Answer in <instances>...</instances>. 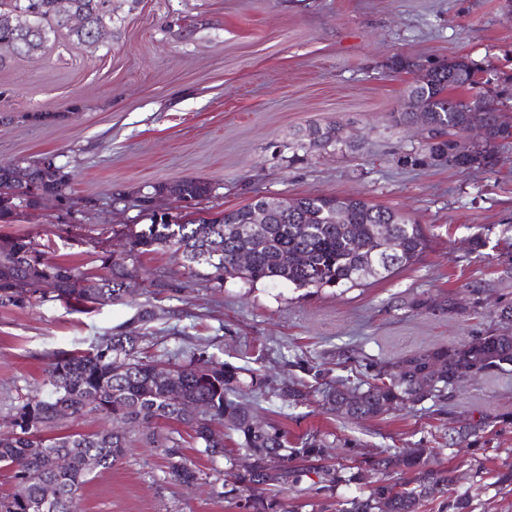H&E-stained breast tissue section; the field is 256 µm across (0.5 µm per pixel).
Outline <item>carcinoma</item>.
Wrapping results in <instances>:
<instances>
[{"label": "carcinoma", "mask_w": 512, "mask_h": 512, "mask_svg": "<svg viewBox=\"0 0 512 512\" xmlns=\"http://www.w3.org/2000/svg\"><path fill=\"white\" fill-rule=\"evenodd\" d=\"M65 11L82 15L84 26H69ZM108 15L112 0H0V65L8 56L38 52L48 34L61 28L77 42L92 45ZM478 72L477 64L465 58L450 59L429 69L428 83L415 85L411 94L417 110L392 113L393 123L406 126L421 119L428 125L430 142L419 152L401 155L402 164L434 167L451 160L466 169L496 166V149L512 142V122L503 119L494 97L480 86ZM471 129L483 131V136L466 139ZM308 137L309 142L297 143V149L306 152L342 143L344 128L330 123L310 130ZM25 169L31 185L70 205L71 173L65 166L45 157L27 163ZM169 189L184 199L199 200L211 195L214 187L186 178ZM38 204L36 197L0 198V218ZM126 242V256L115 260L112 252L102 251L97 272L90 273L48 257L33 236L0 237V307L72 300L99 306L124 302L132 297L134 278L127 259L157 249L180 255L188 276L199 275L202 268L220 285L231 278L316 290L353 288L411 264L426 239L420 225L390 208L310 195L289 202L258 200L187 224L153 214L151 223L126 234ZM242 251L251 254V263L239 269L236 259ZM507 288H512V252L499 255L496 278L468 285L466 302L450 296L439 303L420 299L414 305L463 315ZM145 341L142 333L119 330L86 350L53 355L47 371L49 393L22 398L3 420L7 433L0 434V469L13 473L16 491L0 498V512H41L47 484L57 491L50 512H82L80 490L87 478L114 467L135 442L161 449L170 480L193 487L207 477L209 483L221 485L219 495L240 501L245 512H290L284 496L311 473L317 477L312 484L315 494L326 499L343 484L368 487L340 502L337 512H419L423 502L445 495L450 512H472L469 492L448 495L457 477L446 468L430 467V449L414 448L393 456L384 449L349 448L341 461L317 469L312 462L325 454L323 439L312 436L302 447L290 448L280 430L259 426L251 406L241 401L247 390L241 369L198 349L185 354L165 375L164 361L145 351ZM504 372H512V333L490 329L389 365L372 364L365 374L355 373V382L336 379L322 396L330 409L361 420L427 399L448 400L460 382ZM186 404L201 408V415L186 414ZM89 415L122 421L125 427L58 433L63 420ZM160 419L193 432L196 452L208 458L212 472L201 473L184 456L177 431L166 435L156 431ZM222 427L238 434L236 452L242 456L240 461L228 459L226 470L218 464L225 457ZM32 448L42 453L33 455ZM61 454L70 460L64 472L54 465ZM395 468L408 475L406 482L389 481Z\"/></svg>", "instance_id": "cac0c4a2"}]
</instances>
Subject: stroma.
Segmentation results:
<instances>
[{
	"instance_id": "1",
	"label": "stroma",
	"mask_w": 512,
	"mask_h": 512,
	"mask_svg": "<svg viewBox=\"0 0 512 512\" xmlns=\"http://www.w3.org/2000/svg\"><path fill=\"white\" fill-rule=\"evenodd\" d=\"M398 57L416 69L391 71ZM456 57L476 62L488 89L512 77V0H113L96 45L61 31L43 51L12 58L0 68V163L56 156L75 173L74 206L53 201L0 221L1 237L35 235L86 266L92 248L123 242L92 245L101 225L144 223L137 193L198 178L215 188L198 206L203 216L261 196L324 194L398 210L428 244L391 277L315 293L190 278L178 255L155 250L133 262L132 301L0 307V419L21 397L47 395L54 352L89 348L120 326L146 333L151 353L204 347L284 388L335 381L340 349L386 364L498 327L493 298L469 316L412 306L466 298V284L495 277L512 246V145L500 147L491 171L398 160L421 147V133L393 127L392 113L405 108L418 68ZM333 122L347 143L294 159L298 135ZM117 194L126 204L113 203ZM478 234L487 245L470 252ZM146 301L161 313L143 326L134 317ZM247 398L293 447L317 435L335 458L348 448H430L437 465L456 471V492H471L473 512H512V485L496 482L512 468V373L360 422L329 410L318 392L297 405L260 391ZM482 417L489 424L476 442H451L450 427ZM164 470L159 449L136 444L92 474L83 512H240L210 485L188 489Z\"/></svg>"
}]
</instances>
